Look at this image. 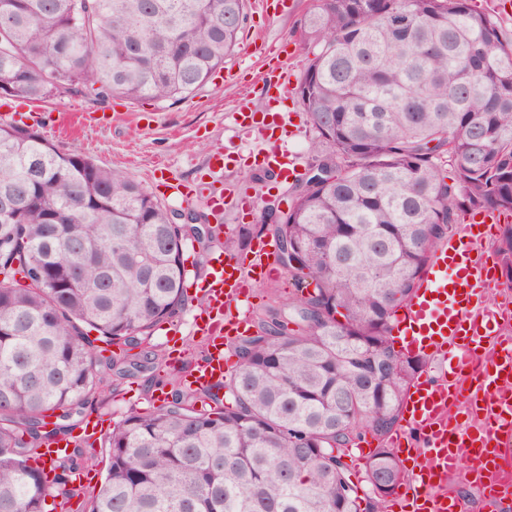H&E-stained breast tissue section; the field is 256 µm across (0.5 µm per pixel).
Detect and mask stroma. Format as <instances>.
<instances>
[{
	"mask_svg": "<svg viewBox=\"0 0 512 512\" xmlns=\"http://www.w3.org/2000/svg\"><path fill=\"white\" fill-rule=\"evenodd\" d=\"M311 6L312 0H296L291 11L265 12L258 0H249L237 48L225 59L219 77L182 101L172 104L116 98L101 106L64 95L36 104V111L47 118L40 131L66 151L85 154L100 165L129 172L171 209L182 208L183 203L165 196L156 184L157 178L203 184V191L193 196L190 207L205 215L211 212L209 194L214 189L234 194L244 191L253 196V212L238 211L231 203L220 211V242L196 243L187 251L186 256L197 265L199 275H206L210 258L225 253L246 256L252 239L268 238L269 233L261 224L263 210L272 200L284 198L288 189L287 183L270 180L248 166V154L263 148L264 141L257 130L236 126L231 113L242 105L257 112L275 109L291 113L297 130L284 140L282 147L296 156L300 166H307L310 160L308 146L315 133L291 85L272 87L262 76L285 71L295 81L302 75L310 48L299 43L298 31ZM219 149L225 156L223 168L208 167L209 156ZM201 309L200 303L192 302L176 316L182 329L178 344L168 342L163 332L154 333L152 341L161 345L164 356L150 370L121 380L117 393L99 397L92 414L103 419V433L93 443L96 463L83 480L86 489L100 485L108 457L107 435L113 427L131 412L149 410L150 397L159 383L183 379L184 368L174 361L172 348H180L185 355L206 351V337L192 326Z\"/></svg>",
	"mask_w": 512,
	"mask_h": 512,
	"instance_id": "1",
	"label": "stroma"
}]
</instances>
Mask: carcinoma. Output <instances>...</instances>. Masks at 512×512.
Instances as JSON below:
<instances>
[{"instance_id": "obj_1", "label": "carcinoma", "mask_w": 512, "mask_h": 512, "mask_svg": "<svg viewBox=\"0 0 512 512\" xmlns=\"http://www.w3.org/2000/svg\"><path fill=\"white\" fill-rule=\"evenodd\" d=\"M475 0H316L295 88L315 138L281 240L287 303L234 346L224 397L172 399L108 436L88 512H364L342 461L361 429L371 512L404 479L387 442L422 360L391 319L432 252L470 212L512 215V35ZM246 0H0V100L76 94L177 102L237 45ZM131 174L0 123V512H60L93 456L52 462L104 388L146 362L100 360L92 330L146 340L185 308L194 234ZM512 282V224L496 243Z\"/></svg>"}]
</instances>
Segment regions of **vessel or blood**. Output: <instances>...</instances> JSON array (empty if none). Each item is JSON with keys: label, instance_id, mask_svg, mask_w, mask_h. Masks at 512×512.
<instances>
[{"label": "vessel or blood", "instance_id": "1", "mask_svg": "<svg viewBox=\"0 0 512 512\" xmlns=\"http://www.w3.org/2000/svg\"><path fill=\"white\" fill-rule=\"evenodd\" d=\"M233 120L275 142L291 134L278 112L266 123L241 108ZM253 164L285 179L297 174L295 156L280 149L257 151ZM497 221L496 213H484L444 240L397 316L395 329L407 350L432 355L435 366L409 385L403 428L390 440L410 464L396 512H464L461 500L443 488L459 472L472 475L489 498L512 499V340L497 332L512 322V308L486 302V293L501 283L494 258L479 250ZM275 274V251L262 240L252 244L248 262L228 256L211 263L200 283L203 311L192 321L210 345L189 372V386L205 390L223 382L224 344L247 332L252 290Z\"/></svg>", "mask_w": 512, "mask_h": 512}]
</instances>
